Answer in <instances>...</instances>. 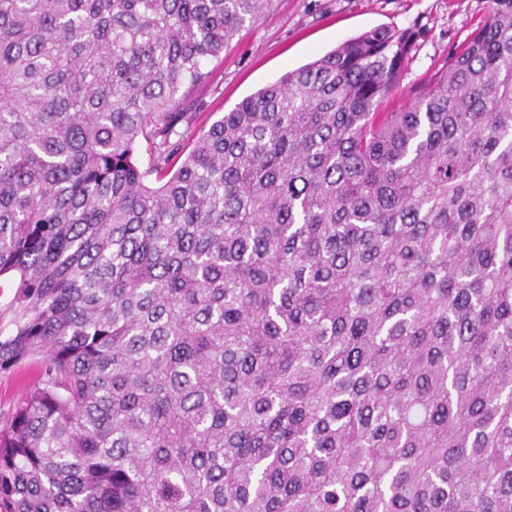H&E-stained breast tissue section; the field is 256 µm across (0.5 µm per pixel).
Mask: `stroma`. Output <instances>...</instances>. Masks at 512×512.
I'll use <instances>...</instances> for the list:
<instances>
[{"instance_id": "obj_1", "label": "stroma", "mask_w": 512, "mask_h": 512, "mask_svg": "<svg viewBox=\"0 0 512 512\" xmlns=\"http://www.w3.org/2000/svg\"><path fill=\"white\" fill-rule=\"evenodd\" d=\"M490 9V0H275L271 10L245 25L220 58L211 60V82L200 94L207 112L180 135L191 138L216 116L233 109L287 71L307 64L344 40L376 27L421 29L416 50L387 105H409L424 80L460 52ZM39 358L0 370V418L40 382Z\"/></svg>"}]
</instances>
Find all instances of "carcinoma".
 Returning <instances> with one entry per match:
<instances>
[{
    "instance_id": "1",
    "label": "carcinoma",
    "mask_w": 512,
    "mask_h": 512,
    "mask_svg": "<svg viewBox=\"0 0 512 512\" xmlns=\"http://www.w3.org/2000/svg\"><path fill=\"white\" fill-rule=\"evenodd\" d=\"M273 3L0 0V512H512V0L178 138ZM41 358L28 359L9 370H0V418H7L21 398L40 383Z\"/></svg>"
}]
</instances>
